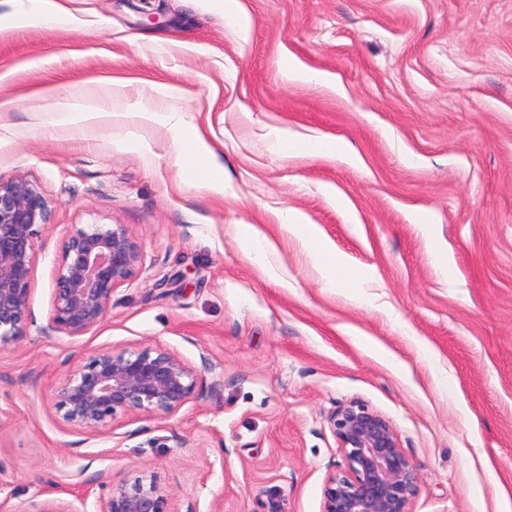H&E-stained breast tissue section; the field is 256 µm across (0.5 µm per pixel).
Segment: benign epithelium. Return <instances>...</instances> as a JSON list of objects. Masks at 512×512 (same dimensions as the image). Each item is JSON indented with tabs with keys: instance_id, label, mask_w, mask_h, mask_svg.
I'll return each instance as SVG.
<instances>
[{
	"instance_id": "benign-epithelium-1",
	"label": "benign epithelium",
	"mask_w": 512,
	"mask_h": 512,
	"mask_svg": "<svg viewBox=\"0 0 512 512\" xmlns=\"http://www.w3.org/2000/svg\"><path fill=\"white\" fill-rule=\"evenodd\" d=\"M49 205L24 176L0 181V349L26 333L36 227ZM144 255L122 224L73 225L61 243L45 333L78 338L105 321L113 293L142 269ZM197 371L176 353L151 345L96 349L62 379L53 408L68 427L110 431L129 415L172 416L193 397ZM344 467L327 477L322 512H410L418 468L378 413L349 404L332 419ZM172 490L153 475L99 484L96 512H169Z\"/></svg>"
}]
</instances>
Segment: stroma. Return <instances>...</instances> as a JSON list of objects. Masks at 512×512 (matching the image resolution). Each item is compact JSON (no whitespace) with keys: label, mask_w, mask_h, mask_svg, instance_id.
Segmentation results:
<instances>
[{"label":"stroma","mask_w":512,"mask_h":512,"mask_svg":"<svg viewBox=\"0 0 512 512\" xmlns=\"http://www.w3.org/2000/svg\"><path fill=\"white\" fill-rule=\"evenodd\" d=\"M64 2L60 28L0 0V180L50 208L26 334L0 350V498L30 512L52 483L95 512L100 482L148 473L170 512H322L343 464L331 419L358 403L419 468L411 512H512V0H240L244 33L215 0ZM289 59L327 82L289 80ZM63 97L108 113L66 123ZM137 101L203 130L223 192L169 127L123 115ZM289 211L369 282L326 287ZM75 224L125 225L145 267L94 333L49 339ZM147 344L199 375L179 412L57 419L87 351Z\"/></svg>","instance_id":"stroma-1"}]
</instances>
